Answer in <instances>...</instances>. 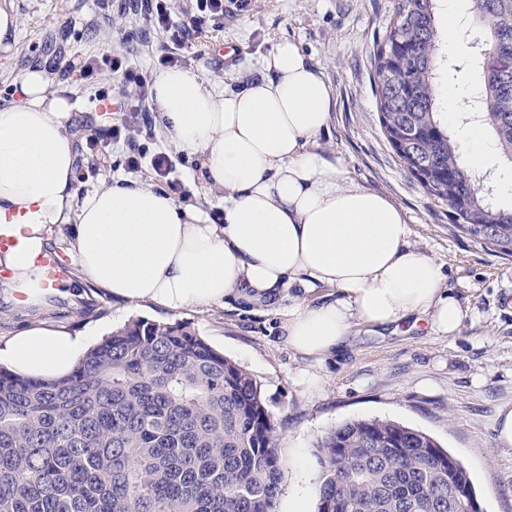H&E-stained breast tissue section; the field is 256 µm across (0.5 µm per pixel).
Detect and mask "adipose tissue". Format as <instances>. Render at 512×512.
<instances>
[{
  "mask_svg": "<svg viewBox=\"0 0 512 512\" xmlns=\"http://www.w3.org/2000/svg\"><path fill=\"white\" fill-rule=\"evenodd\" d=\"M265 74L237 89L192 71L154 79L155 100L175 149L196 156L199 191L222 196L224 221L150 184H114L77 199L72 103L50 92L45 72L17 85L0 107V288L40 304L50 289L38 255L52 226L72 224V251L86 277L120 302L167 311L225 303L255 312L278 306L284 342L321 361L346 344L356 323L378 327L416 316L440 335L465 319L443 267L411 242L404 210L349 178L308 145L326 128V79L285 40ZM444 117L482 166L496 150L468 120L455 90H437ZM325 286L336 299L304 302ZM291 303H284L285 294ZM84 336L34 326L0 345V362L30 376L59 377L80 358Z\"/></svg>",
  "mask_w": 512,
  "mask_h": 512,
  "instance_id": "ef3b65f1",
  "label": "adipose tissue"
}]
</instances>
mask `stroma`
I'll list each match as a JSON object with an SVG mask.
<instances>
[{"label":"stroma","mask_w":512,"mask_h":512,"mask_svg":"<svg viewBox=\"0 0 512 512\" xmlns=\"http://www.w3.org/2000/svg\"><path fill=\"white\" fill-rule=\"evenodd\" d=\"M21 22L13 40L0 43V106L16 101L17 83L33 68L45 71L52 92L76 105L74 123L97 122L102 110L120 119L124 102L119 76L99 81L63 76L60 58L77 62L122 46L130 64L148 75L164 40L139 28L122 0H14ZM394 0H224V15L205 17V35L187 55L194 72L229 89L258 79L260 60L283 40L299 45L328 82L335 107L314 150L340 163L366 188L387 195L406 212L412 243L442 264L447 284L467 316L459 331L435 334L427 323L358 324L348 344L323 361L298 356L282 339L275 312L253 313L213 306L177 313L129 306L89 281L78 265L67 274L68 296L20 306L0 293V344L36 323L61 325L88 344L143 317L187 322L214 348L253 373L278 422L283 471L278 512H316L319 467L314 445L329 429L355 419L386 418L432 435L470 473L483 512H512V447L496 440V416L512 406V259L501 258L453 228L446 205L431 200L382 133L372 81L376 42L393 15ZM130 42H122L125 33ZM112 88L101 100V86ZM76 170L87 177L79 195L125 180L113 149V170L99 173V160L76 149ZM95 301L104 316L79 312Z\"/></svg>","instance_id":"stroma-1"}]
</instances>
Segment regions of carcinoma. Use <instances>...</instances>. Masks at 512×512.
Listing matches in <instances>:
<instances>
[{
    "mask_svg": "<svg viewBox=\"0 0 512 512\" xmlns=\"http://www.w3.org/2000/svg\"><path fill=\"white\" fill-rule=\"evenodd\" d=\"M468 13L477 106L511 164L512 0ZM438 28V0H396L374 56L380 125L453 226L512 258V208L476 189L440 118ZM314 454L317 512H450L448 485L473 486L431 435L389 419L338 425ZM285 466L261 384L187 323L133 319L60 378L0 366V512H277Z\"/></svg>",
    "mask_w": 512,
    "mask_h": 512,
    "instance_id": "obj_1",
    "label": "carcinoma"
}]
</instances>
